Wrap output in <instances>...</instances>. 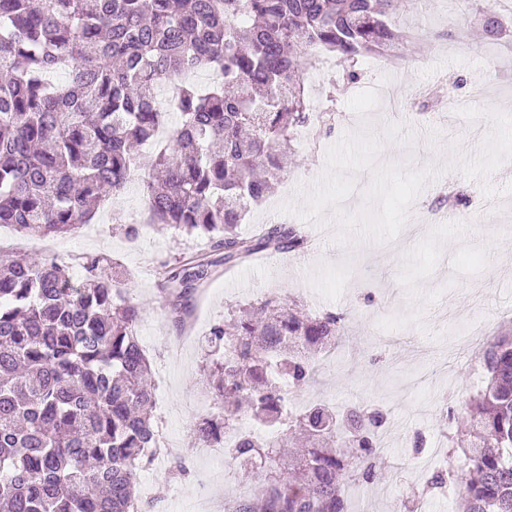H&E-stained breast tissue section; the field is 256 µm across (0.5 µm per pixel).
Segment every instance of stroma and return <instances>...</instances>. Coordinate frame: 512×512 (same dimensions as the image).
Masks as SVG:
<instances>
[{
  "mask_svg": "<svg viewBox=\"0 0 512 512\" xmlns=\"http://www.w3.org/2000/svg\"><path fill=\"white\" fill-rule=\"evenodd\" d=\"M407 2L396 23L418 31L416 52L397 67L379 63L337 95L331 126L315 124L311 138L295 140L281 184L247 213L239 226L243 235L259 233L270 207L305 203L326 167L327 148L364 123L346 107L348 98L362 90L380 84L397 88L402 106L370 113L367 123L377 132L399 122L415 129L412 145L397 143L391 154L379 156L380 162L407 169L474 156L490 128L484 116L469 120L436 105H414L420 88L462 94L479 79L488 91L474 108L512 114V67L506 65L512 44L494 45L480 36L484 17L468 10L465 0ZM452 127L459 144L455 152L448 146ZM458 190L465 192L466 205L447 208L443 196ZM484 199L477 182L457 172L443 174L418 197L395 240L340 245L336 224L320 230L293 214L291 224L308 238L305 250H267L230 264L220 262L206 239L159 224L128 239L108 206L77 233L56 237L74 277L82 275L74 260L85 255L117 261L132 275V293L142 307L137 336L152 362L154 415L164 448L140 473L138 491L151 502L150 512H226L229 501L250 495L248 471L194 447L191 427L207 412L202 365L211 326L227 319L232 309L275 295L310 313L350 314L333 366L292 397L302 407L319 398L339 407L374 402L386 407L393 428L391 445L383 452L386 476L356 484L351 499L358 512H406L412 481L434 472L409 463L413 431L428 436L447 431L449 417L463 416L476 384L474 364L451 357L449 340L474 322L490 336L512 329V274L492 272L512 248V196L494 198L488 207ZM180 261L210 265L209 279L188 299L190 316L181 326L171 320L162 292L167 271ZM178 462L189 471L181 479L171 474Z\"/></svg>",
  "mask_w": 512,
  "mask_h": 512,
  "instance_id": "1",
  "label": "stroma"
}]
</instances>
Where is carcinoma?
Listing matches in <instances>:
<instances>
[{
  "mask_svg": "<svg viewBox=\"0 0 512 512\" xmlns=\"http://www.w3.org/2000/svg\"><path fill=\"white\" fill-rule=\"evenodd\" d=\"M402 0H0V225L25 235L74 234L143 171L135 148L178 123L141 176L146 224L209 239L231 263L261 250L306 247L299 228L238 227L284 174L309 120L305 76L319 45L354 82L368 59L399 65L416 37L391 19ZM484 31L509 19L480 4ZM68 71L56 84L48 74ZM223 72L207 88L170 79ZM81 280L46 256L0 252V512H138L139 472L157 455L150 361L135 327L140 303L115 263L82 256ZM209 277L174 266L163 290L172 319ZM345 313L303 314L273 296L214 324L204 383L216 411L193 427L219 444L242 415L274 439L247 434L224 449L266 469L237 512H349V486L370 482L387 423L380 407L342 414L319 403L286 411L289 390L315 378L313 358L345 336ZM480 386L448 440L450 482L464 512H512V334L478 353Z\"/></svg>",
  "mask_w": 512,
  "mask_h": 512,
  "instance_id": "obj_1",
  "label": "carcinoma"
}]
</instances>
